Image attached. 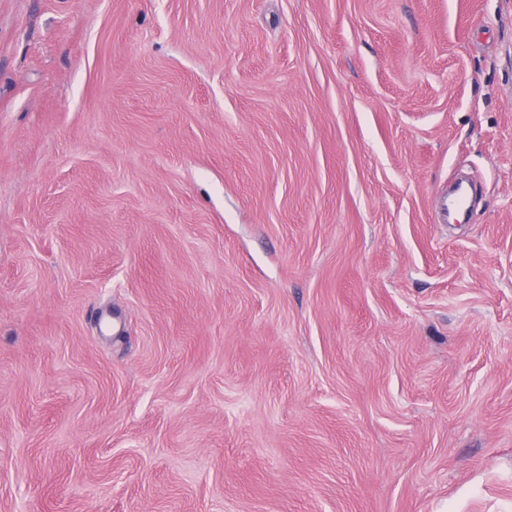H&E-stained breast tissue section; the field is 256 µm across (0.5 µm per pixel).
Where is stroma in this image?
<instances>
[{
  "label": "stroma",
  "instance_id": "35a3bbf8",
  "mask_svg": "<svg viewBox=\"0 0 512 512\" xmlns=\"http://www.w3.org/2000/svg\"><path fill=\"white\" fill-rule=\"evenodd\" d=\"M0 512H512V0H0Z\"/></svg>",
  "mask_w": 512,
  "mask_h": 512
}]
</instances>
